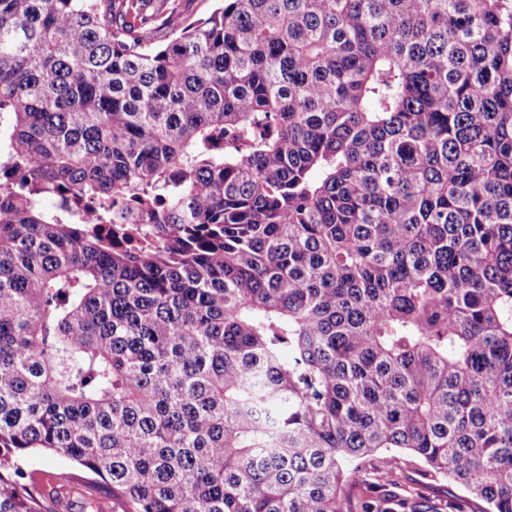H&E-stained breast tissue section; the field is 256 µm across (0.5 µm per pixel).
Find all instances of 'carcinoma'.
I'll return each mask as SVG.
<instances>
[{
  "instance_id": "1",
  "label": "carcinoma",
  "mask_w": 512,
  "mask_h": 512,
  "mask_svg": "<svg viewBox=\"0 0 512 512\" xmlns=\"http://www.w3.org/2000/svg\"><path fill=\"white\" fill-rule=\"evenodd\" d=\"M220 2L0 0V512H512V0ZM402 459L393 469L387 487L404 503L402 512H448V479L442 476L425 475L422 464L407 453L398 454ZM404 500V501H403ZM25 468L33 473L38 489L41 484L48 481L47 476L59 473L60 471H71L77 475L85 476L80 468L68 460L38 454L30 455L27 458ZM386 478L377 473L370 466H364L360 475L349 485L348 491L350 497L356 505L372 499L377 493L376 487L380 484H386Z\"/></svg>"
}]
</instances>
